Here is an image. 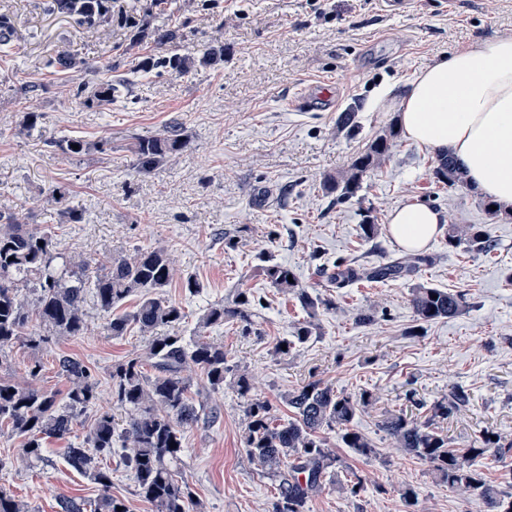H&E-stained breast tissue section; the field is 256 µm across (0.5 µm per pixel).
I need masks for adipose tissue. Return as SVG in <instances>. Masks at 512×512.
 <instances>
[{"mask_svg": "<svg viewBox=\"0 0 512 512\" xmlns=\"http://www.w3.org/2000/svg\"><path fill=\"white\" fill-rule=\"evenodd\" d=\"M398 123L431 154L452 155L471 187L512 211V36L472 43L417 71ZM444 222L442 212L414 200L390 212L387 231L400 248L418 253Z\"/></svg>", "mask_w": 512, "mask_h": 512, "instance_id": "obj_1", "label": "adipose tissue"}]
</instances>
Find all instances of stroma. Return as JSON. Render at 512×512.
<instances>
[{
    "label": "stroma",
    "instance_id": "1",
    "mask_svg": "<svg viewBox=\"0 0 512 512\" xmlns=\"http://www.w3.org/2000/svg\"><path fill=\"white\" fill-rule=\"evenodd\" d=\"M42 2L0 0V14L17 21L14 49L0 55V210L28 211L30 228L50 230L55 252L66 257L91 262L107 251L169 248L176 273L164 295L182 305L189 333L210 305L240 289L250 292L252 331L230 322L208 336L252 376L257 394L280 418L290 414L285 394L311 380L347 394L372 391L375 405L358 413L353 426L375 455L359 456L325 431L347 469L309 512H403L407 486L418 496V512H487L480 497L450 490L425 464L394 448L380 420L390 410L425 419L459 387L468 405L436 422L451 446L470 447L488 431L512 440V213L489 216L484 196L470 186L438 183L436 156L402 134L350 201L337 200L323 184L395 124V112L377 104L380 92L400 100L414 73L442 55L512 35V0H416L407 15L382 13L377 0H167L156 9L150 0H112L111 24L85 34L68 18L46 13ZM130 19L176 31L186 53L223 47L224 60L187 73H143L141 61L163 50L150 40L131 44ZM64 47L88 64L72 81L120 83L111 108L78 106L70 81L48 72L46 61ZM106 58L108 70L100 66ZM323 81L342 85L337 111L288 107L301 87ZM29 82L43 90L28 106L15 88ZM30 106L41 119L28 132ZM349 110L353 127H340V113ZM172 125L187 141L184 151L154 174H136L131 143ZM63 135L92 145L106 141L112 149L72 156L56 145ZM53 187L69 191L72 206L83 211L81 222L46 204ZM411 200L435 207L449 224L488 225L494 250L452 248L441 234L428 249L433 263L415 277L327 287L338 260L371 266L401 256L386 232L366 241L359 226L371 218L383 227L395 206ZM268 259L331 301L320 309L310 340L285 357L273 347L293 338L305 313L263 275ZM189 278L199 285L191 297L182 288ZM419 285L464 292L467 305L455 317L418 323L411 297ZM362 311L373 313L372 323H357ZM88 324L82 336L53 340L37 352L17 343L0 357V376L19 383L29 363L41 359L39 385L60 398L67 383L58 357L81 361L98 381L95 405L71 434L45 440L47 464L21 463L24 437L0 428V487L34 512H60L66 497L97 498L98 486L67 465L66 453L83 443L96 415L124 420L112 396V367L148 343L134 329L111 335L105 315L93 308ZM192 397L221 409L219 422L201 421L183 433L182 472L204 512H273L276 483L247 456L236 389L214 391L198 377ZM351 470L364 480L355 495L345 489Z\"/></svg>",
    "mask_w": 512,
    "mask_h": 512
}]
</instances>
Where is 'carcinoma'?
Segmentation results:
<instances>
[{
  "mask_svg": "<svg viewBox=\"0 0 512 512\" xmlns=\"http://www.w3.org/2000/svg\"><path fill=\"white\" fill-rule=\"evenodd\" d=\"M45 8L73 20L81 30L92 31L112 20V0H45ZM130 27L136 42L151 39L171 47L168 56L145 58L140 68L146 72L159 67L189 72L212 65L224 56V51L216 49L200 56L181 54L176 33L134 20ZM16 31L15 20L0 15L1 53L12 51ZM85 66L86 62L64 49L47 63V67L66 73ZM113 93L110 80L82 81L74 87L71 97L86 106L107 108L112 105ZM396 137L397 130L392 126L355 156L345 171L327 180L326 189L344 198L356 195L364 177L389 156ZM186 144L176 125L159 135L138 137L130 146L133 169L138 174H151ZM433 175L450 187L466 184L460 165L450 155L437 159ZM463 243L478 252L487 253L494 248L487 225H448V245ZM57 259L50 233L27 228L20 212L0 211V354L18 342L39 350L54 339L82 336L88 329L87 305L108 313L131 296L139 298L138 304L129 314L112 317L108 329L112 335L122 336L135 328L149 337L144 354L112 367V395L126 409L122 427H117L112 415L103 413L94 419L84 445L67 452V464L100 487L101 494L91 512H129L125 501L111 493L112 469L100 465L112 457L118 445L124 465L134 475L139 495L155 512H201V502L180 472L182 431L201 419L216 422L220 411L198 405L189 397L193 371L199 372L214 390L224 387L227 377H233L243 399L244 448L250 461L277 481L274 512H308L309 502L325 489L328 475L339 468L347 469L329 448L322 432L338 431L345 447L360 456L375 454L369 439L352 426L356 415L375 402L372 392L338 393L320 380H311L286 394L284 400L292 416L283 422L269 401L256 397L248 376L229 364L224 345L205 336L206 329L231 321L242 324L245 332L250 330V299L246 291L240 289L232 301L208 308L195 336L187 340L179 333L185 312L163 293L174 275L173 259L165 248L139 249L132 256L107 253L94 271L83 260L64 258L59 263ZM430 264L432 259L425 255L393 257L369 268L338 262L328 284L342 289L362 279L396 280L414 276ZM262 272L280 293L295 296L309 315L328 305L299 287L298 279L288 280L293 272L287 267L269 263ZM411 303L417 318L428 322L457 315L466 298L460 291L419 286L413 290ZM311 336L313 324L308 321L297 328L294 340L284 341L286 348L278 343L274 352L286 355ZM146 365L153 367L156 374H146ZM57 367L68 383L62 404L57 402L56 394L32 384L42 376L39 359L28 367V383L0 376V423L26 437L20 452V459L26 464L44 462L43 437L69 435L75 420L97 398V381L87 366L63 356ZM467 403V394L455 389L447 402L434 406L433 416L425 421L390 411L384 414L381 428L395 447L424 462L449 488L481 497L488 512H512V481L504 488L492 485L475 466L476 459L491 450L502 458L511 454L512 441L504 442L499 437L493 440L484 434L478 448H452L448 438L435 430L434 418H446ZM0 512L29 510L23 501L0 490Z\"/></svg>",
  "mask_w": 512,
  "mask_h": 512,
  "instance_id": "1",
  "label": "carcinoma"
}]
</instances>
